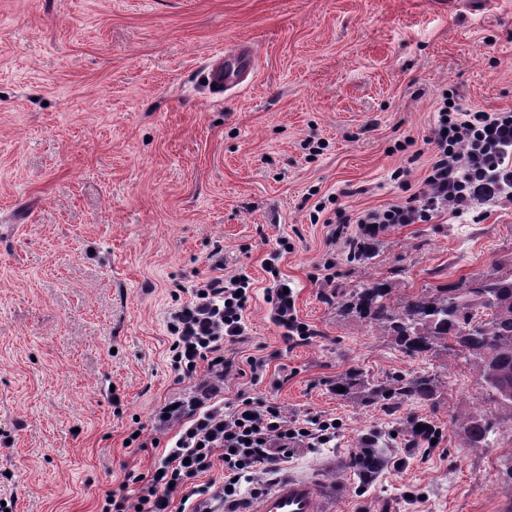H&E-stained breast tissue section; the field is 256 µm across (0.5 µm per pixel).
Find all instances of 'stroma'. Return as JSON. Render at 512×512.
<instances>
[{"mask_svg": "<svg viewBox=\"0 0 512 512\" xmlns=\"http://www.w3.org/2000/svg\"><path fill=\"white\" fill-rule=\"evenodd\" d=\"M251 42L252 83L210 93L201 70ZM512 109V0H0V502L7 512H101L134 499L176 428L163 404L198 383L170 364V310L189 288L246 273L244 343L263 360L219 398L338 422L243 483L242 500L317 458L349 459L364 437L405 458L371 483L335 474L336 512H512V423L471 448L456 418L491 414L472 371L439 352L404 354L339 299L363 282L393 297L512 266V201L479 218L387 224L369 260L332 239L335 210L381 209L420 188L433 105ZM335 197L325 222L317 200ZM336 280L325 285V261ZM294 290L309 339L285 343L267 292ZM361 385L338 395V376ZM428 371L437 403L372 401L370 384ZM437 447L405 451L409 420ZM139 441H131L132 433Z\"/></svg>", "mask_w": 512, "mask_h": 512, "instance_id": "1", "label": "stroma"}]
</instances>
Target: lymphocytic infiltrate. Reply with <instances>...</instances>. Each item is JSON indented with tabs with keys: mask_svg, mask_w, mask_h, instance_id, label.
Segmentation results:
<instances>
[{
	"mask_svg": "<svg viewBox=\"0 0 512 512\" xmlns=\"http://www.w3.org/2000/svg\"><path fill=\"white\" fill-rule=\"evenodd\" d=\"M435 111L428 140L432 162L422 187L406 200L364 215L339 212L335 234H343L351 224H418L445 212L460 218L482 204L512 201V109L490 112L442 98ZM214 267L216 276L193 285L189 301L170 312L167 329L175 345V369L190 376L203 362L208 374L220 380L243 373L225 356L224 346L246 338L243 311L249 278L243 273L220 276V260ZM267 301L285 341L310 338L309 327L295 313L292 293L278 287ZM214 392L204 384L199 395L162 406V413L182 421L183 427L141 486L135 498L139 512H168L177 493L182 496L179 512H202L210 489L195 479L218 460L230 484L224 500L238 502L242 482L272 468L294 449L318 448L336 437L333 420L291 419L277 403L250 397L226 409L212 404Z\"/></svg>",
	"mask_w": 512,
	"mask_h": 512,
	"instance_id": "obj_1",
	"label": "lymphocytic infiltrate"
}]
</instances>
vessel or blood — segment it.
Here are the masks:
<instances>
[{
  "label": "vessel or blood",
  "instance_id": "1",
  "mask_svg": "<svg viewBox=\"0 0 512 512\" xmlns=\"http://www.w3.org/2000/svg\"><path fill=\"white\" fill-rule=\"evenodd\" d=\"M257 59L253 46L240 45L213 57L203 77L207 85L228 91L255 72ZM342 465V460L332 458L313 463L308 472L281 476L249 501L247 512H336L347 486L329 474Z\"/></svg>",
  "mask_w": 512,
  "mask_h": 512
}]
</instances>
